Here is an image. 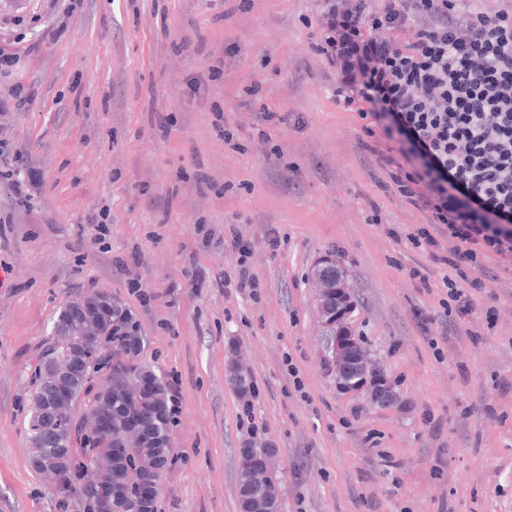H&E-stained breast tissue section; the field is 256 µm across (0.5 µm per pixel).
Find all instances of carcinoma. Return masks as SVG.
Wrapping results in <instances>:
<instances>
[{
	"instance_id": "obj_1",
	"label": "carcinoma",
	"mask_w": 512,
	"mask_h": 512,
	"mask_svg": "<svg viewBox=\"0 0 512 512\" xmlns=\"http://www.w3.org/2000/svg\"><path fill=\"white\" fill-rule=\"evenodd\" d=\"M67 313L62 307L54 322L52 344L39 360L33 372L30 416L26 435L32 456L56 457L58 449H68V454L58 458V480L55 489L62 497V506L75 507L77 493L84 490V475L94 469L96 479L121 489L112 498V504L101 507L100 512H130L139 496L138 477L144 466L164 470L174 456V449L168 446L170 415L168 389L163 376L142 365L140 362L141 337L126 336L124 331L138 326L137 320L127 307L113 315L112 330L101 337L102 355L94 368V376L105 377L111 384L93 389L83 383L76 384L68 399L60 404L62 427L48 434L37 427L36 420L40 402L56 399L57 388L41 375V364L47 361L68 363L71 337L58 335V326ZM125 354V375L114 381L108 370L112 358ZM154 378L152 393L146 394L142 380ZM92 408L96 411L109 410L112 413V429L96 437V444H90L80 430L70 431L69 424L76 421L78 409ZM142 413L148 419L149 435L145 443L131 444L127 441L128 421Z\"/></svg>"
}]
</instances>
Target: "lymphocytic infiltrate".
<instances>
[{
    "label": "lymphocytic infiltrate",
    "mask_w": 512,
    "mask_h": 512,
    "mask_svg": "<svg viewBox=\"0 0 512 512\" xmlns=\"http://www.w3.org/2000/svg\"><path fill=\"white\" fill-rule=\"evenodd\" d=\"M323 0L317 47L336 75L339 108L363 132L399 197L425 217L407 238L444 277V319L472 310L493 279L489 255L512 257V0Z\"/></svg>",
    "instance_id": "f902f5d3"
}]
</instances>
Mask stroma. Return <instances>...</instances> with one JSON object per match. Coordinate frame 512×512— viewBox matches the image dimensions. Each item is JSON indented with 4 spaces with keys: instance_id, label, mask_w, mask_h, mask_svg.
Here are the masks:
<instances>
[{
    "instance_id": "obj_1",
    "label": "stroma",
    "mask_w": 512,
    "mask_h": 512,
    "mask_svg": "<svg viewBox=\"0 0 512 512\" xmlns=\"http://www.w3.org/2000/svg\"><path fill=\"white\" fill-rule=\"evenodd\" d=\"M319 12V0H0L16 53L0 68V170L31 195L17 205L0 179V512H59L24 419L54 319L95 291L131 310L142 364L172 387L158 512H239L248 444L273 451L279 512H512V271L490 259L499 280L472 292L469 315L419 325L416 313H442L447 269L409 243L424 216L384 187L360 119L331 99ZM235 234L254 244L257 295L224 284ZM328 254L391 406L341 391L323 363L314 274ZM419 265L426 281L409 275Z\"/></svg>"
}]
</instances>
